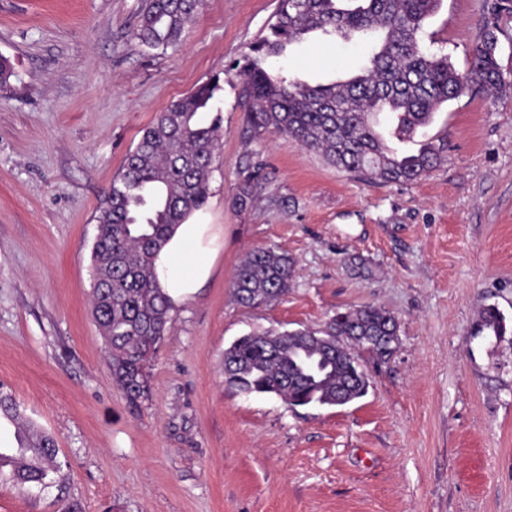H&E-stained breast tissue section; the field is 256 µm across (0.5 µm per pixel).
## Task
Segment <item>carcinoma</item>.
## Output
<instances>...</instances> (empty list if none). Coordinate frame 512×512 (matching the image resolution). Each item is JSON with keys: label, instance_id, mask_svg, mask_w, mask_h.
<instances>
[{"label": "carcinoma", "instance_id": "obj_1", "mask_svg": "<svg viewBox=\"0 0 512 512\" xmlns=\"http://www.w3.org/2000/svg\"><path fill=\"white\" fill-rule=\"evenodd\" d=\"M278 0L268 34L250 46L240 73L250 102L247 122L260 133L275 130L318 152L324 160L358 177L383 183H412L440 160L427 143L415 153L388 144L380 131L409 141L429 126L442 105L460 96L512 92L498 60V21L512 13V0H485L488 18L472 49L467 69L458 71L448 55L422 44L424 23L441 0ZM201 0H147L134 32L149 48L177 44L198 13ZM310 32L326 37L380 35L360 73L339 83L311 86L270 70L267 59ZM220 79L198 86L159 113L126 157L121 174L106 192L93 247L91 314L107 351L112 379L126 400L139 404L149 390V369L167 332L170 299L157 287L154 260L175 225L202 209L209 198V173L219 146L211 110ZM293 260L268 247L252 249L238 265L236 301L247 308L268 306L288 294ZM482 327L500 336L503 317L493 306L481 313ZM396 318L381 307L338 312L326 336H360L354 346L379 358L387 344L365 336H395ZM308 329L253 332L224 350V380L239 393L275 395L290 406L352 403L368 384L349 357H335L304 340ZM14 426L16 448L0 450V484L23 491L62 479L55 439L24 417L12 395L0 391V422Z\"/></svg>", "mask_w": 512, "mask_h": 512}]
</instances>
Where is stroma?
<instances>
[{"mask_svg": "<svg viewBox=\"0 0 512 512\" xmlns=\"http://www.w3.org/2000/svg\"><path fill=\"white\" fill-rule=\"evenodd\" d=\"M484 0H441L423 41L465 70ZM146 0H0V383L58 442L64 482L0 485V512H512V97L466 94L424 129L443 145L413 183L336 169L293 138L248 131L238 65L277 0H204L179 43L133 36ZM370 43L307 34L271 58L317 85L357 73ZM219 79L204 122L220 147L200 220L224 227L211 281L169 316L131 406L92 319L99 207L144 129ZM254 247L294 262L288 295L241 307ZM381 306L385 359L359 351L367 394L292 407L229 388L224 350L252 331L325 329ZM498 308L502 336L478 332Z\"/></svg>", "mask_w": 512, "mask_h": 512, "instance_id": "35a3bbf8", "label": "stroma"}]
</instances>
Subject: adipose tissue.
<instances>
[{"label": "adipose tissue", "mask_w": 512, "mask_h": 512, "mask_svg": "<svg viewBox=\"0 0 512 512\" xmlns=\"http://www.w3.org/2000/svg\"><path fill=\"white\" fill-rule=\"evenodd\" d=\"M223 246L224 236L218 225L192 217L174 227L155 259L158 284L170 298L172 308L181 307L206 286Z\"/></svg>", "instance_id": "obj_1"}]
</instances>
